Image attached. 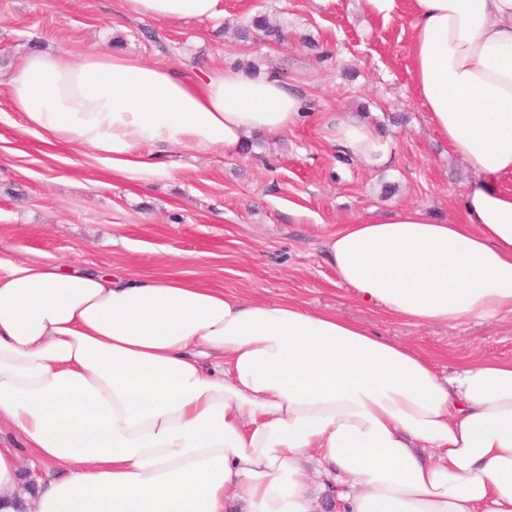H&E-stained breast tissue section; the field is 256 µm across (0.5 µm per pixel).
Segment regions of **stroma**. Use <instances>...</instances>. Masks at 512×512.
Listing matches in <instances>:
<instances>
[{"instance_id":"35a3bbf8","label":"stroma","mask_w":512,"mask_h":512,"mask_svg":"<svg viewBox=\"0 0 512 512\" xmlns=\"http://www.w3.org/2000/svg\"><path fill=\"white\" fill-rule=\"evenodd\" d=\"M267 13L285 44L241 43L224 29ZM412 0L387 17L366 0H224L218 20L168 23L122 0H0V70L28 51L119 49L196 75L206 66L278 72L305 95V122L253 135L250 153L171 149L173 177L141 185L87 149L45 145L20 128L0 84V269L50 262L179 276L261 301L287 300L354 320L424 355L440 374L476 359L512 360V313L417 326L356 298L325 261V239L403 206L459 213L470 174L429 122L410 73ZM365 113L381 140L343 163L330 128Z\"/></svg>"}]
</instances>
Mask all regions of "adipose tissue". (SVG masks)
<instances>
[{"label": "adipose tissue", "mask_w": 512, "mask_h": 512, "mask_svg": "<svg viewBox=\"0 0 512 512\" xmlns=\"http://www.w3.org/2000/svg\"><path fill=\"white\" fill-rule=\"evenodd\" d=\"M123 7L224 16V0ZM413 10L415 92L472 176L461 218L405 206L331 234L325 260L358 298L417 325L512 313V0ZM5 84L23 131L143 182L173 175V147L234 153L305 118L277 73L192 77L119 51H32ZM333 140L361 160L381 149L357 118ZM1 420L58 475L25 485L0 440V512H314L311 467L342 485L340 512H512V360L443 377L352 320L178 277L0 272Z\"/></svg>", "instance_id": "1"}]
</instances>
